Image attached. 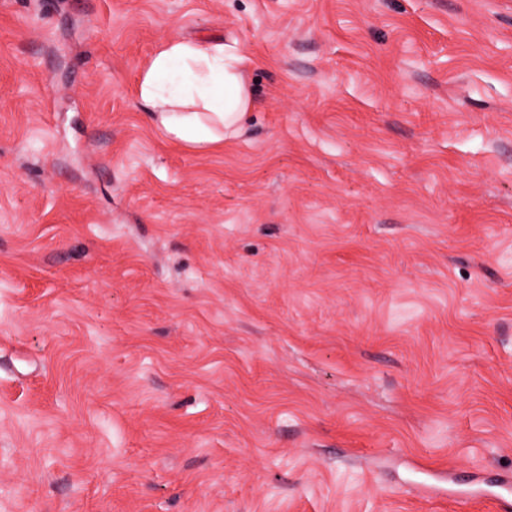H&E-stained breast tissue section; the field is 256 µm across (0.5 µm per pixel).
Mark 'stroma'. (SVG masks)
I'll use <instances>...</instances> for the list:
<instances>
[{"instance_id":"obj_1","label":"stroma","mask_w":512,"mask_h":512,"mask_svg":"<svg viewBox=\"0 0 512 512\" xmlns=\"http://www.w3.org/2000/svg\"><path fill=\"white\" fill-rule=\"evenodd\" d=\"M236 47L193 149L138 81ZM512 0H0V512H500ZM245 58L232 46L165 42L143 70L139 96L171 138L202 148L240 137L252 106Z\"/></svg>"}]
</instances>
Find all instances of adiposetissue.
<instances>
[{"mask_svg": "<svg viewBox=\"0 0 512 512\" xmlns=\"http://www.w3.org/2000/svg\"><path fill=\"white\" fill-rule=\"evenodd\" d=\"M245 59L223 44L165 42L143 70L139 96L171 138L202 148L240 137L252 106Z\"/></svg>", "mask_w": 512, "mask_h": 512, "instance_id": "obj_1", "label": "adipose tissue"}]
</instances>
